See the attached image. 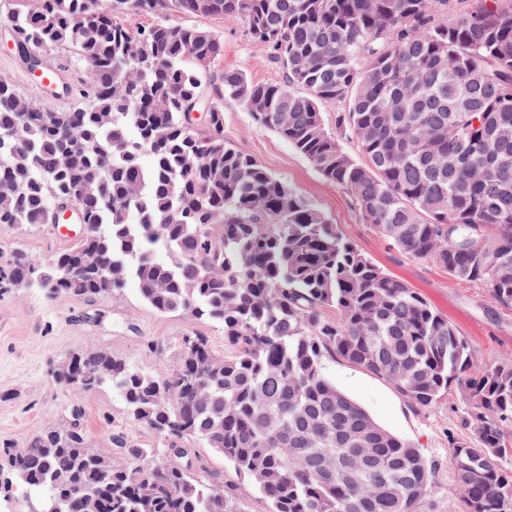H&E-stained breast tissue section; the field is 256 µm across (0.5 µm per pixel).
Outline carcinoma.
Here are the masks:
<instances>
[{
    "instance_id": "carcinoma-1",
    "label": "carcinoma",
    "mask_w": 512,
    "mask_h": 512,
    "mask_svg": "<svg viewBox=\"0 0 512 512\" xmlns=\"http://www.w3.org/2000/svg\"><path fill=\"white\" fill-rule=\"evenodd\" d=\"M32 0L7 15L15 46L75 50L88 102L53 110L0 76V224H44L55 202L88 225L0 280L76 300L136 282L159 313L219 322L227 352L180 340L167 376L104 350L74 354L81 390L110 385L162 459L93 452L77 425L0 448V483L46 490L56 512H241L191 444L224 456L270 512H419L436 464L323 374L339 356L417 410L458 390L478 445L452 439L461 512H512V358L475 369L468 341L256 158L224 140V99L348 193L398 253L431 261L512 308V7L481 0ZM153 17L133 31L125 13ZM177 14L241 24L281 84L216 69L224 39ZM343 106L336 131L325 106ZM206 113L199 123L190 112ZM357 143L363 161L341 139ZM151 157L149 168L142 156ZM467 242L459 250L448 242ZM336 309L327 319L322 309Z\"/></svg>"
}]
</instances>
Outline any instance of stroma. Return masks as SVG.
<instances>
[{"instance_id":"obj_1","label":"stroma","mask_w":512,"mask_h":512,"mask_svg":"<svg viewBox=\"0 0 512 512\" xmlns=\"http://www.w3.org/2000/svg\"><path fill=\"white\" fill-rule=\"evenodd\" d=\"M179 21L208 28L223 38L220 68L243 70L259 82L282 81L283 73L268 61L266 49L242 26L194 15L180 16ZM43 57L59 63L73 84L72 89L58 91L50 100L31 86L28 64L12 45L8 22L0 20V75L11 79L22 97L45 100L47 107L57 110L72 107L87 78L85 63L65 47L49 48ZM224 137L312 201L380 267L426 297L467 339L478 366L489 367L512 356V309L497 307L486 289L456 281L431 262L402 257L363 223L347 193L325 181L300 152L273 131L259 127L249 112L230 99L224 102ZM18 247L34 262L42 263L67 251L69 245L55 239L45 224L0 225V261ZM194 334L207 337L214 351L223 353L221 324L199 321L183 312L157 313L142 302L132 282L119 292L84 301L65 296L50 300L26 288H0V444L20 447L45 427L76 421L91 448L118 464H127L128 459L113 444V434L123 431L139 447H158L154 431L128 426L123 403L111 388L76 391L56 382L51 372L71 353L103 349L150 374L166 375L176 364L181 337ZM151 340L167 343V350L149 352ZM323 374L378 424L414 443L435 463L432 488L420 512H459V495L448 465V442L454 438L471 444L475 437L464 424L457 393L418 411L385 379L342 358H325ZM200 454L207 471L220 475L225 487L239 494L243 512H268L267 501L223 456L205 447Z\"/></svg>"}]
</instances>
